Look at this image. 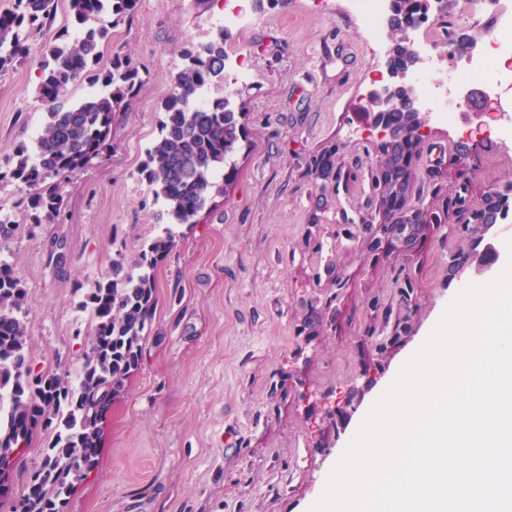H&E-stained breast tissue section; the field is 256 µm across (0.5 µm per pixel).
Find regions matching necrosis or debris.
Listing matches in <instances>:
<instances>
[{
    "mask_svg": "<svg viewBox=\"0 0 512 512\" xmlns=\"http://www.w3.org/2000/svg\"><path fill=\"white\" fill-rule=\"evenodd\" d=\"M422 7L412 29L414 38L426 48L422 67L410 74L418 101L432 122L461 129L463 122H475V115L465 114L464 102L471 92H481L495 106L499 124L494 142L507 146L512 141V8L496 9L488 27L490 36L477 54L468 57L445 54L446 30L432 14L431 0H420ZM351 10L364 21L372 36L370 81L387 84L389 73L381 60L387 49L382 40L390 19V0H349Z\"/></svg>",
    "mask_w": 512,
    "mask_h": 512,
    "instance_id": "1",
    "label": "necrosis or debris"
}]
</instances>
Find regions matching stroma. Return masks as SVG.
<instances>
[{"mask_svg": "<svg viewBox=\"0 0 512 512\" xmlns=\"http://www.w3.org/2000/svg\"><path fill=\"white\" fill-rule=\"evenodd\" d=\"M253 21L224 41L252 71L217 81L245 113L248 145L233 157L236 188L196 224H171L139 170L156 140L160 102L183 52L208 44L224 0H138L112 30L108 53L131 55L144 83L112 133V148L65 181L56 223L17 208L23 185L0 181V242L28 290L34 366L75 378L92 338L83 292L112 269L131 268L165 230L174 248L155 270L157 306L139 365L103 419L95 468L75 482L66 512H309L358 426L470 282L451 256L469 237L430 225L405 252L371 253L358 218L371 196L372 140L363 121L371 37L344 0L315 5L245 0ZM78 37L66 4L28 37L29 57L0 72V167L33 146L49 107L36 97L41 48ZM429 126L444 148L441 183L469 182L472 204L512 182V149ZM336 150L335 175L309 165ZM406 336L389 343L393 324Z\"/></svg>", "mask_w": 512, "mask_h": 512, "instance_id": "obj_1", "label": "stroma"}]
</instances>
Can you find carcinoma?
I'll list each match as a JSON object with an SVG mask.
<instances>
[{
	"label": "carcinoma",
	"instance_id": "obj_1",
	"mask_svg": "<svg viewBox=\"0 0 512 512\" xmlns=\"http://www.w3.org/2000/svg\"><path fill=\"white\" fill-rule=\"evenodd\" d=\"M67 5L81 32L72 42L59 35L44 45L36 94L50 112L36 139V161H31L28 147L22 145L13 166L0 171V180L9 178L25 187L17 206L34 224L60 215L67 174L91 165L107 151L116 113L125 109L143 83L130 56L115 53L103 59L112 27L133 16L136 0H67ZM418 8L419 0H391L393 63L400 70L415 63L401 34L402 23L412 21ZM56 11L57 0H14L13 9L0 14V72L26 60L29 33L42 29ZM184 58L171 93L160 104L165 119L159 137L147 150L141 175L156 198L164 201L173 223L194 224L216 196H229L234 171L225 172L221 184L213 174L228 164L246 135L239 113L227 98H214L204 109L195 104L208 82L224 78V30L201 48L185 51ZM82 82L91 86L100 82L106 91L67 107L58 103L69 86ZM411 97L413 90H403L398 107L386 109L371 100L365 108L366 122L400 131L398 138L375 145L378 160L372 185L378 223L370 225L369 250L395 246L389 224L412 212L426 214V224L446 222L448 214H454L457 222L448 228L471 236L476 248L480 241L475 228L497 223L503 210L502 191L490 189L482 204L474 206L468 198V183L463 181L440 209L424 207V188L438 194L441 184L432 169L427 182L419 180L425 145L420 133L422 115L409 105ZM335 165L336 149H327L313 157L310 173L326 179ZM174 244L172 232L166 231L140 249L135 262L138 273L115 262L111 273L89 289L94 336L82 356L75 388L52 372L23 375L24 367L30 366V331L24 320L27 289L13 267L0 260V403L6 401L10 407L9 421H0V456L31 443L37 433L47 437L41 463L29 473L13 512H64L75 481L95 465L103 410L136 369L141 342L151 329L156 302L153 270L158 257Z\"/></svg>",
	"mask_w": 512,
	"mask_h": 512
}]
</instances>
